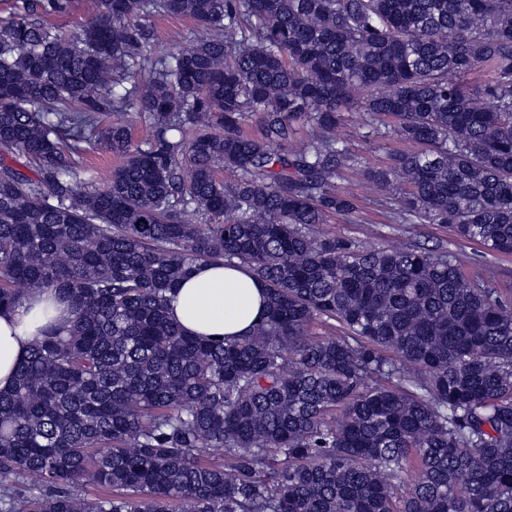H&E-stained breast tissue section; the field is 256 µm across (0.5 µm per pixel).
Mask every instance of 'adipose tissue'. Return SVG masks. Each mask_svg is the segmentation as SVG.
<instances>
[{"label": "adipose tissue", "instance_id": "obj_1", "mask_svg": "<svg viewBox=\"0 0 512 512\" xmlns=\"http://www.w3.org/2000/svg\"><path fill=\"white\" fill-rule=\"evenodd\" d=\"M266 303L265 284L246 265L202 264L176 288L168 315L187 335L230 339L259 324ZM69 319L68 302L51 290L29 295L22 306L0 310V391L12 388L30 343L42 329L66 325Z\"/></svg>", "mask_w": 512, "mask_h": 512}]
</instances>
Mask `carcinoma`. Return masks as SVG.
<instances>
[{
  "mask_svg": "<svg viewBox=\"0 0 512 512\" xmlns=\"http://www.w3.org/2000/svg\"><path fill=\"white\" fill-rule=\"evenodd\" d=\"M68 4L0 19V308L71 305L0 392V512H512V302L451 252L316 232L355 212L359 112L420 146L367 172L401 220L512 254V0H86L63 36ZM162 13L206 35L154 57ZM99 144L122 163L89 182ZM234 261L262 323L184 334L170 294ZM69 10L63 14L49 16L47 19L64 33H70L87 23L90 19L87 14L84 0H70Z\"/></svg>",
  "mask_w": 512,
  "mask_h": 512,
  "instance_id": "obj_1",
  "label": "carcinoma"
}]
</instances>
